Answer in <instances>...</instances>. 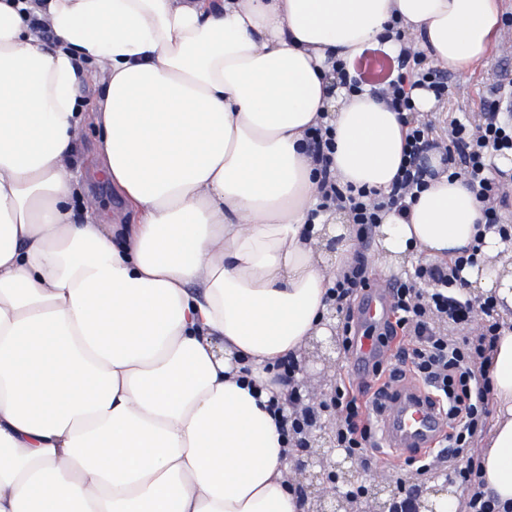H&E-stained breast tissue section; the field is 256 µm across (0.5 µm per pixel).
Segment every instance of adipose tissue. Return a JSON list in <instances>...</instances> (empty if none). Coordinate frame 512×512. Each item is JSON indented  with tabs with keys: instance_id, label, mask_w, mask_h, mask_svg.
Segmentation results:
<instances>
[{
	"instance_id": "adipose-tissue-1",
	"label": "adipose tissue",
	"mask_w": 512,
	"mask_h": 512,
	"mask_svg": "<svg viewBox=\"0 0 512 512\" xmlns=\"http://www.w3.org/2000/svg\"><path fill=\"white\" fill-rule=\"evenodd\" d=\"M501 2L0 0V512H307L267 404L285 393L275 366L332 333L326 291L353 231L344 210L311 217L304 134L331 127L341 184L388 192L407 128L333 61L379 42L398 53L397 24L428 61L472 73ZM84 65L105 85L90 116ZM88 118L135 223L75 220ZM480 218L443 175L375 239L398 266L481 237L461 276L505 325L485 489L512 512V264Z\"/></svg>"
}]
</instances>
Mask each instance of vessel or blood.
<instances>
[{
	"instance_id": "1",
	"label": "vessel or blood",
	"mask_w": 512,
	"mask_h": 512,
	"mask_svg": "<svg viewBox=\"0 0 512 512\" xmlns=\"http://www.w3.org/2000/svg\"><path fill=\"white\" fill-rule=\"evenodd\" d=\"M359 317L375 327L385 326L391 318L386 287L370 295ZM380 349L377 337L360 336L355 359L359 377H366L368 365ZM370 414L378 428V444L390 457L431 449L448 428L445 412L418 383L408 380L399 383L388 398L372 404Z\"/></svg>"
}]
</instances>
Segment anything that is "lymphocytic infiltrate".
<instances>
[{
	"instance_id": "lymphocytic-infiltrate-1",
	"label": "lymphocytic infiltrate",
	"mask_w": 512,
	"mask_h": 512,
	"mask_svg": "<svg viewBox=\"0 0 512 512\" xmlns=\"http://www.w3.org/2000/svg\"><path fill=\"white\" fill-rule=\"evenodd\" d=\"M388 70L377 77L367 74L363 59L336 62L335 71L343 84L357 91L370 86L399 113L408 128L404 159L385 200H372L364 189L341 187L331 170L334 143L330 129L312 128L307 133L308 151L319 166L321 209L348 208L360 248L353 264L336 276L326 296L343 316L339 340L343 355H350L356 330L352 303L370 286L368 258L372 232L387 211L405 214L409 206L438 172L449 178H463L482 205L485 224L498 227L501 234L512 233L502 224L500 213L512 208V184L492 173V152H512V79L501 78L483 101L478 122L453 118L447 137L433 134L431 122L420 119L412 98L413 88L442 99L450 88L451 76L426 65L423 54L411 47L389 57ZM438 153L441 167L429 164L430 153ZM480 244L474 243L448 263L421 264L414 271L391 280L389 293L394 317L389 329L405 340L397 349L390 367H377L375 379L409 374L430 390L445 407L450 431L439 450L409 460L417 474H438L459 484L467 495L461 512H497V502L482 490V461L472 449L490 413L491 357L500 335L492 299H477L465 292L461 277L464 267L478 263ZM295 360L281 363L274 375L288 389L289 414L280 418L284 432L298 447H305L307 434L323 415L333 417V434L342 449L365 471L372 470L378 457L377 440L366 412L367 389H354L349 380H339L329 400L310 402L300 385Z\"/></svg>"
}]
</instances>
